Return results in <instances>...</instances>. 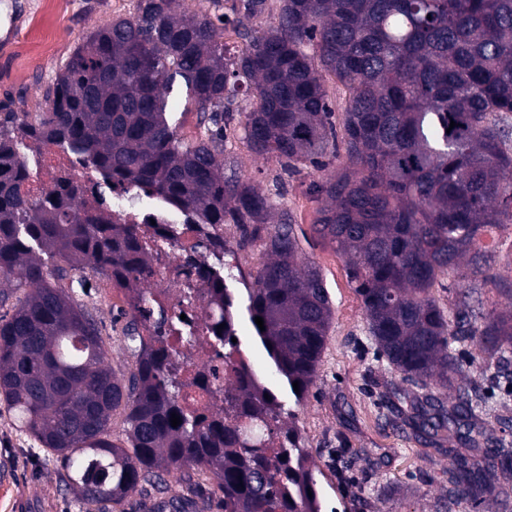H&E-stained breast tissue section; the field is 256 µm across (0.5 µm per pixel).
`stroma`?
I'll return each mask as SVG.
<instances>
[{
    "instance_id": "stroma-1",
    "label": "stroma",
    "mask_w": 512,
    "mask_h": 512,
    "mask_svg": "<svg viewBox=\"0 0 512 512\" xmlns=\"http://www.w3.org/2000/svg\"><path fill=\"white\" fill-rule=\"evenodd\" d=\"M112 2L69 0L61 7L52 0H26L31 13L26 36L14 38L9 51H0V117L12 111L39 117L43 85L85 34L111 19ZM225 133L238 138L236 148L225 152V174L251 177L291 212L301 255L320 267L334 303L316 382L295 418L330 484L329 505L343 507L330 472V452L343 446L350 450L360 483L359 500L345 507L346 512H443L448 458L395 419L383 383L400 376L369 350L362 304L348 282L345 264L311 231L319 204L308 187L318 172H292L256 155L242 140L240 125L227 127ZM86 278L90 287L78 294V302L96 318L112 362L133 367L126 321L112 308L111 280L91 272ZM486 376L478 370L471 379L490 412V430L512 448V426L501 422L502 417L512 418V391L488 383ZM61 470L60 462L42 452L33 438L16 432L7 414H0V512H83L75 494L61 483Z\"/></svg>"
}]
</instances>
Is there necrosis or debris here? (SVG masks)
<instances>
[{"label": "necrosis or debris", "mask_w": 512, "mask_h": 512, "mask_svg": "<svg viewBox=\"0 0 512 512\" xmlns=\"http://www.w3.org/2000/svg\"><path fill=\"white\" fill-rule=\"evenodd\" d=\"M65 176L76 186L81 204L100 208L112 221L140 225L150 264L143 286L156 308L148 323L150 332H167L169 322L183 317L198 327V338L170 339L171 352L184 365L187 401L207 415L222 410L229 371L223 357L204 341L219 322L218 313L207 305L213 286L206 239L211 232L194 225L185 213L160 197L112 189L91 165L54 142L40 144L36 177L25 183L22 191L31 197L47 195L60 190ZM211 234L219 239L224 236L220 229Z\"/></svg>", "instance_id": "4bbe7bcc"}]
</instances>
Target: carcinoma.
I'll list each match as a JSON object with an SVG mask.
<instances>
[{
  "label": "carcinoma",
  "mask_w": 512,
  "mask_h": 512,
  "mask_svg": "<svg viewBox=\"0 0 512 512\" xmlns=\"http://www.w3.org/2000/svg\"><path fill=\"white\" fill-rule=\"evenodd\" d=\"M232 0L211 17L178 0H136L87 33L59 68L39 119L10 113L0 128V409L13 428L61 460L62 483L91 508L122 503L144 484L151 512H322L312 455L283 401L232 342L235 311L248 316L294 405L317 377L333 301L319 268L302 259L288 212L244 176L224 174V128L244 116L255 154L298 172L336 170L310 184L313 232L343 259L380 355L402 381L426 390L394 406L397 418L448 445L444 505L512 495V448L487 434L480 396L452 343L475 344L491 380L512 382V282L494 272L483 237L512 224V0ZM276 9L255 31L243 20ZM243 40L232 52L224 25ZM342 88L341 131L328 81ZM185 93L204 138L178 133L170 97ZM455 126H450V122ZM56 141L88 158L126 191L164 197L212 228L234 224L239 246L260 243L266 261L244 306L218 283L225 408L208 418L183 402L165 336H145L140 288L148 269L139 225L73 207L71 193L33 198L26 152ZM344 153H339V150ZM63 258L67 266L55 263ZM498 282L510 310H484L475 290L449 307L433 295L463 263ZM91 269L124 289L134 368H112L98 324L60 282ZM261 317L265 330L255 318ZM299 382L294 391L293 382ZM454 393L448 402L447 393ZM124 414L126 440L112 442ZM181 424L172 427L171 414ZM348 449L331 451L337 488L358 485ZM210 474L211 486L167 495L166 477Z\"/></svg>",
  "instance_id": "1"
}]
</instances>
